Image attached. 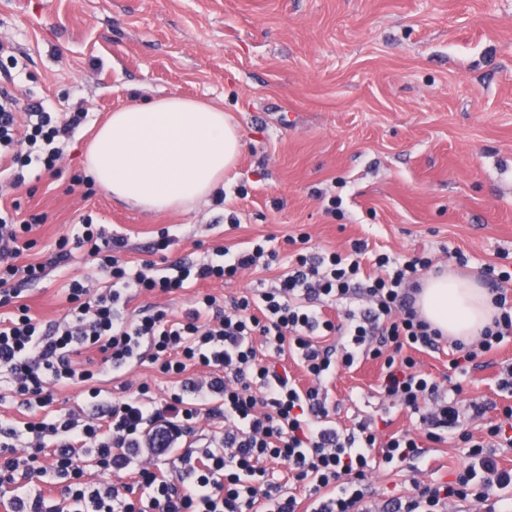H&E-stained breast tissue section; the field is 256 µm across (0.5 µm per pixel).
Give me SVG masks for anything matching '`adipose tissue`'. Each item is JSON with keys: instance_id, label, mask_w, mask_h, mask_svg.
I'll return each instance as SVG.
<instances>
[{"instance_id": "1", "label": "adipose tissue", "mask_w": 512, "mask_h": 512, "mask_svg": "<svg viewBox=\"0 0 512 512\" xmlns=\"http://www.w3.org/2000/svg\"><path fill=\"white\" fill-rule=\"evenodd\" d=\"M242 149L223 108L170 94L113 111L88 146L84 170L95 188L145 211H189L224 185ZM417 307L451 338L476 335L493 317L475 281L428 279Z\"/></svg>"}]
</instances>
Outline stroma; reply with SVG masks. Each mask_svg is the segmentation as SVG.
<instances>
[{"mask_svg": "<svg viewBox=\"0 0 512 512\" xmlns=\"http://www.w3.org/2000/svg\"><path fill=\"white\" fill-rule=\"evenodd\" d=\"M0 44L23 63L32 102L88 114L54 174L0 198V210L38 221L20 257L46 266L20 297L37 321L65 314L73 279L107 282L80 252L56 257L85 212L125 239L135 265L202 262L264 237L284 252L304 233L319 250L364 240L424 252L462 281H482L487 265L512 271V0H0ZM170 93L212 101L237 123L243 148L223 189L191 211L149 213L87 185L96 127ZM163 229L172 243L152 252ZM281 273L246 270L129 308L180 314L197 294L234 297ZM505 361L512 340L460 378L463 402L491 403L489 421L507 402L496 387ZM381 373L370 359L337 372V420L387 414L392 430H416L417 416L383 402ZM467 462L465 449L435 444L414 476L449 480Z\"/></svg>", "mask_w": 512, "mask_h": 512, "instance_id": "stroma-1", "label": "stroma"}]
</instances>
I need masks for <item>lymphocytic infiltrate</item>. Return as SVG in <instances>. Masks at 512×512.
<instances>
[{
	"instance_id": "f902f5d3",
	"label": "lymphocytic infiltrate",
	"mask_w": 512,
	"mask_h": 512,
	"mask_svg": "<svg viewBox=\"0 0 512 512\" xmlns=\"http://www.w3.org/2000/svg\"><path fill=\"white\" fill-rule=\"evenodd\" d=\"M85 113L59 118L43 105L22 103L18 91L0 92V195L19 189L30 173L53 170ZM31 224L0 215V381L33 408L29 419L0 416V497L6 512H373L366 484L374 470L412 467L429 443L455 441L469 463L451 481L413 482L409 494L385 501L382 512H446L450 503L476 500L485 512H512V469L488 451L512 447V404L481 435L467 429L486 403L462 404L461 385L421 372L415 353L439 350L444 336L416 307L420 277L433 261L425 254L376 255L365 273L368 243L349 253L309 251L307 235L289 238L281 256L268 242L219 250L218 261L180 264L172 273L120 259L123 238L109 235L91 215L80 216L59 249L82 250L108 277L94 292L79 280L67 290L69 309L41 324L18 304L15 276L35 281L43 264L17 266ZM287 264L278 283L220 305L210 293L175 317L142 309L124 317L144 292L174 294L203 281H227L250 268ZM512 275L491 279L496 314L478 339L454 341L451 367L459 374L512 338ZM344 308V320L325 307ZM297 358L310 379L300 386L268 353ZM380 359V394L420 417L419 433L380 439L374 420L337 425L326 385L338 369ZM147 362L174 379L168 398L148 383L138 394L113 398L104 376ZM205 368L197 382L189 373ZM81 387L94 407L80 417L54 408L56 385ZM219 417L224 429L203 447L193 445L201 417ZM286 465L306 499L285 491L274 464Z\"/></svg>"
}]
</instances>
